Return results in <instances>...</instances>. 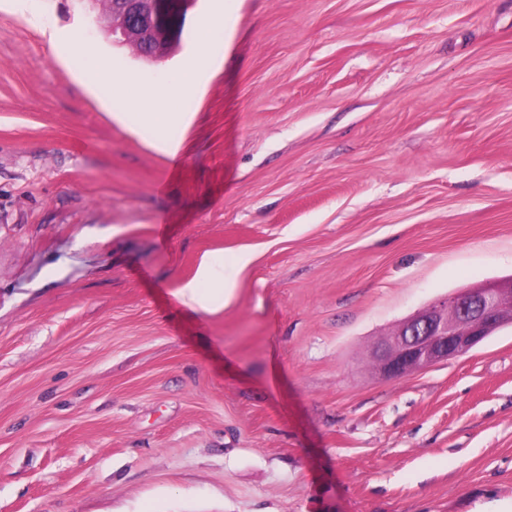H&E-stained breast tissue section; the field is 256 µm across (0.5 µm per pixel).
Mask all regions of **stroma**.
Masks as SVG:
<instances>
[{"label":"stroma","instance_id":"1","mask_svg":"<svg viewBox=\"0 0 512 512\" xmlns=\"http://www.w3.org/2000/svg\"><path fill=\"white\" fill-rule=\"evenodd\" d=\"M224 2L170 159L115 115L212 0L157 61L83 0H0V512H512V325L369 366L512 278V0ZM206 254L231 297L198 314ZM214 266L209 256L201 258L196 275L177 288L175 297L181 305L197 313L212 312L217 300L214 292H219L224 304V278L217 281ZM512 322V279L465 288L403 321L371 350L382 379L401 378L467 354Z\"/></svg>","mask_w":512,"mask_h":512}]
</instances>
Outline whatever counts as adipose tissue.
<instances>
[{
  "mask_svg": "<svg viewBox=\"0 0 512 512\" xmlns=\"http://www.w3.org/2000/svg\"><path fill=\"white\" fill-rule=\"evenodd\" d=\"M224 38V15L202 20L196 30L195 48L189 60L175 73L166 89L165 98H177L196 92L204 74L211 72L217 62L213 48L217 41ZM164 98H157L153 91H145L139 102L138 127L150 132L152 147L163 155L176 157L182 141L170 137L173 126L189 127L193 115L189 112H175L163 104ZM224 284L218 281L214 262L210 257H202L195 276L177 289L175 296L186 308L201 313L212 312L216 304L215 296L223 292Z\"/></svg>",
  "mask_w": 512,
  "mask_h": 512,
  "instance_id": "1",
  "label": "adipose tissue"
}]
</instances>
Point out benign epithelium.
<instances>
[{
    "instance_id": "7a95c632",
    "label": "benign epithelium",
    "mask_w": 512,
    "mask_h": 512,
    "mask_svg": "<svg viewBox=\"0 0 512 512\" xmlns=\"http://www.w3.org/2000/svg\"><path fill=\"white\" fill-rule=\"evenodd\" d=\"M96 26L112 35L146 39L164 48L168 32L159 19V0H117L112 16L95 15ZM512 322V279L465 288L403 321L371 350L375 374L401 378L467 354Z\"/></svg>"
}]
</instances>
